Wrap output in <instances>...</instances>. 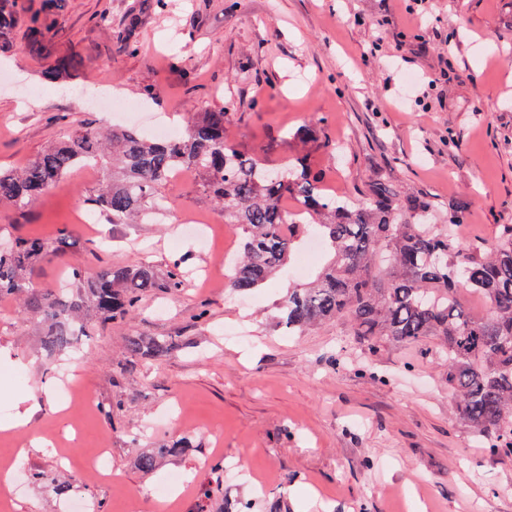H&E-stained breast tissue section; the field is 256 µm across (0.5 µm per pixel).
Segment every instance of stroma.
<instances>
[{
  "label": "stroma",
  "instance_id": "35a3bbf8",
  "mask_svg": "<svg viewBox=\"0 0 512 512\" xmlns=\"http://www.w3.org/2000/svg\"><path fill=\"white\" fill-rule=\"evenodd\" d=\"M19 4V25L36 14L51 34L40 50L16 37L7 56L17 79L0 84L1 169L109 124L74 105L75 90H102L179 131L193 113L228 107L227 134L242 153L271 164L305 157L326 188L355 200L381 179L444 207L464 203L457 234L470 244L493 245L512 225V0H420L412 15L404 0ZM104 13L111 28L99 23ZM131 21L130 48L119 35ZM72 52L83 67L46 82L45 69ZM105 59L111 71L98 69ZM305 127L315 137L299 138ZM100 182V172L76 169L25 209L0 204V241L64 232L76 242L34 269L36 289L55 291L74 263L91 278L141 257L162 277L182 259L188 287L94 320L72 365L76 398L41 394L56 366L39 319L16 298L0 300V417L12 415L14 391L38 392L42 405L26 427L0 432V459L41 475L0 484V512H67L71 497L103 512H229L240 501L253 512H512V455L491 453L455 419L433 340L359 351L341 321L285 337L278 304L323 255L234 294L224 273L239 233L200 175L168 181L171 207L155 220L116 224L101 213L80 223ZM187 223L208 225V246L183 234ZM132 336L178 348L136 357ZM180 440L181 453L139 470L140 454ZM102 444L112 450L108 484L82 469Z\"/></svg>",
  "mask_w": 512,
  "mask_h": 512
}]
</instances>
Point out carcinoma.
<instances>
[{"label":"carcinoma","mask_w":512,"mask_h":512,"mask_svg":"<svg viewBox=\"0 0 512 512\" xmlns=\"http://www.w3.org/2000/svg\"><path fill=\"white\" fill-rule=\"evenodd\" d=\"M18 0H0V51L14 43ZM76 64L58 59L44 77L63 82ZM228 109L194 114L176 140L152 138L135 127L78 130L60 139L20 170L0 171V203L25 207L46 194L73 169L94 165L102 189L89 204L107 212L114 224H129L170 205L162 187L190 165L205 177L204 188L224 213V223L240 230L239 258L228 264L225 287L248 295L266 285L291 261L308 237H316L329 260L314 280L288 290L277 325L292 335L316 324L343 320L351 335L375 350L385 344H414L429 337L443 341L439 358L448 367L454 412L495 454L512 455V227L489 249L460 242L452 232L466 213L449 208L448 223H436L431 199L371 182L361 201L324 193L305 160L271 166L246 156L225 136ZM297 199L298 220L282 211L284 198ZM72 245L17 238L0 247V298L14 297L38 313L44 329L41 348L62 356L91 334L87 313L102 321L136 311L146 295L179 291L186 283L179 265L161 278L147 261L102 268L85 278L69 266L80 292L38 293L31 270ZM481 295L486 312L477 317L463 294ZM131 353L159 359L174 343L133 336Z\"/></svg>","instance_id":"cac0c4a2"}]
</instances>
